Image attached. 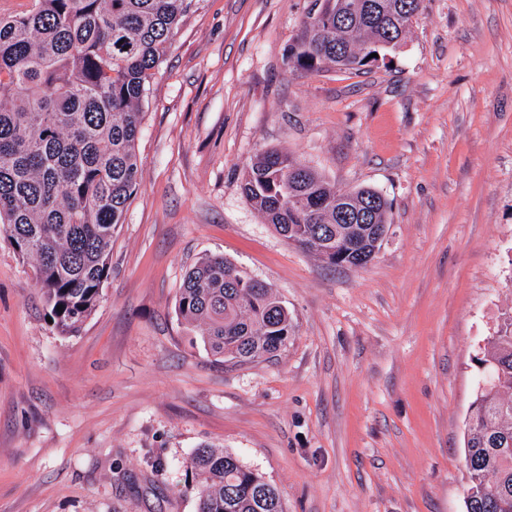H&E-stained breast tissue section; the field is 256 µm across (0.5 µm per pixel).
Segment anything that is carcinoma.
I'll list each match as a JSON object with an SVG mask.
<instances>
[{"mask_svg":"<svg viewBox=\"0 0 512 512\" xmlns=\"http://www.w3.org/2000/svg\"><path fill=\"white\" fill-rule=\"evenodd\" d=\"M192 0H30L0 15V238L32 263L61 335L95 311L112 270V235L139 185L136 142L154 70ZM422 0H324L288 50L291 71L355 70L396 48ZM242 189L266 223L336 264V186L298 157L255 154ZM369 224L386 223L371 188L347 193ZM62 310H57V306ZM177 313L203 327L215 361L248 362L284 347L288 310L273 289L222 255L185 274ZM471 404L466 512H512V313L486 338ZM188 466L198 512H284L278 489L232 453L204 445Z\"/></svg>","mask_w":512,"mask_h":512,"instance_id":"obj_1","label":"carcinoma"}]
</instances>
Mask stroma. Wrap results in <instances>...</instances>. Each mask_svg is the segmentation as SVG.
<instances>
[{
  "instance_id": "stroma-1",
  "label": "stroma",
  "mask_w": 512,
  "mask_h": 512,
  "mask_svg": "<svg viewBox=\"0 0 512 512\" xmlns=\"http://www.w3.org/2000/svg\"><path fill=\"white\" fill-rule=\"evenodd\" d=\"M312 5L192 0L78 333L0 242V512H197L203 445L285 512H465L474 358L512 311V0H423L375 65L288 71ZM268 148L388 200L371 263L328 266L264 221L242 180ZM209 254L276 290L292 330L275 356L216 364L181 324Z\"/></svg>"
}]
</instances>
